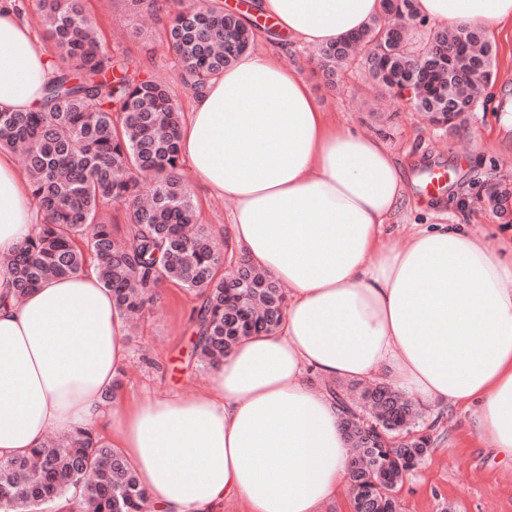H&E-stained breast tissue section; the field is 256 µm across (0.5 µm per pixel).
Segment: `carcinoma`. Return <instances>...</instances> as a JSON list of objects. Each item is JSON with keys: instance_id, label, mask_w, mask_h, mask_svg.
Returning <instances> with one entry per match:
<instances>
[{"instance_id": "cac0c4a2", "label": "carcinoma", "mask_w": 512, "mask_h": 512, "mask_svg": "<svg viewBox=\"0 0 512 512\" xmlns=\"http://www.w3.org/2000/svg\"><path fill=\"white\" fill-rule=\"evenodd\" d=\"M39 11L55 45L45 107L0 112V150L24 148L42 215L31 238L0 259L13 271L14 298L22 300L47 278L80 273L89 258L128 316L156 299L166 283L196 293V354L205 364L215 365L243 338L275 331L286 305L276 281L244 258L217 277L222 252L183 187L181 113L167 84L104 52L83 0H39ZM409 26L426 29V46L434 52L453 50V63L448 71H421L412 95L402 97L399 89L417 64L407 48ZM166 29L193 92L252 41L242 17L215 0L180 9ZM496 59V46L479 28L461 27L450 36L428 25L416 0H381L376 20L314 52L329 82L356 64L382 94L426 113L434 124L448 117L451 104L475 109L476 89L492 80ZM117 200L127 203L125 245L102 215V207ZM327 391L354 448L347 472L353 512H396L391 491L430 451V437L413 433L421 411L388 383L337 384ZM365 418L374 425L369 435ZM70 497L86 512L148 509L131 464L90 430L0 460V512H60L59 502Z\"/></svg>"}]
</instances>
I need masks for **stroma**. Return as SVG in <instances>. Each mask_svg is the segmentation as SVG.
<instances>
[{"instance_id": "1", "label": "stroma", "mask_w": 512, "mask_h": 512, "mask_svg": "<svg viewBox=\"0 0 512 512\" xmlns=\"http://www.w3.org/2000/svg\"><path fill=\"white\" fill-rule=\"evenodd\" d=\"M96 23L103 51L133 60L142 74L167 83L182 111H189L191 92L184 70L165 46V34L148 9H133L127 0H85ZM496 78L485 90L496 111L477 109L458 130H442L423 114L387 104L373 105V90L361 71H346L328 86L309 63L307 47L287 48L285 64L304 76L323 111L335 113L350 128L382 140L408 167L407 223L390 225L398 244H405L412 223L423 222L431 196L424 187L427 173L447 172L450 181L438 194L448 203L449 220H460L479 238H512V198L504 208L487 201L495 185H512V28L495 40ZM186 193L200 211V222L223 241L233 203L208 195L191 176ZM195 293L165 285L128 336L129 355L118 372L122 381L115 400L188 394L210 388L212 369L198 363L192 349ZM425 432L431 451L396 490L401 512H512V468L499 464L490 439L478 436L467 413L458 409L425 408Z\"/></svg>"}]
</instances>
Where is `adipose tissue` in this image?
Here are the masks:
<instances>
[{"mask_svg": "<svg viewBox=\"0 0 512 512\" xmlns=\"http://www.w3.org/2000/svg\"><path fill=\"white\" fill-rule=\"evenodd\" d=\"M454 30L497 36L512 0H417ZM380 14V0H255L273 32L325 45ZM47 46L0 11V111L44 103ZM189 174L231 199L230 255L288 286L279 328L232 346L208 392L106 405L128 357L124 314L94 267L49 278L22 301L0 264V459L40 447L49 430H105L155 512H320L350 448L333 400L308 372L374 380L468 412L512 460V256L461 224L385 235L402 210L404 169L377 137L337 124L277 49L244 53L193 93L180 132ZM28 178L0 151V257L33 232Z\"/></svg>", "mask_w": 512, "mask_h": 512, "instance_id": "ef3b65f1", "label": "adipose tissue"}]
</instances>
